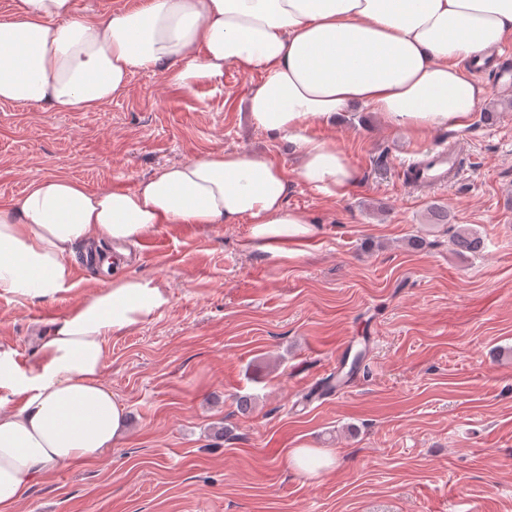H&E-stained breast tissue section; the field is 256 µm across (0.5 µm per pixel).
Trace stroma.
Masks as SVG:
<instances>
[{
  "instance_id": "35a3bbf8",
  "label": "stroma",
  "mask_w": 512,
  "mask_h": 512,
  "mask_svg": "<svg viewBox=\"0 0 512 512\" xmlns=\"http://www.w3.org/2000/svg\"><path fill=\"white\" fill-rule=\"evenodd\" d=\"M258 80L139 71L93 112L0 102V206L47 176L131 189L214 150L271 154L294 178L292 145L249 121ZM479 82L461 131L395 130L364 105L312 125L360 180L338 198L294 178L288 206L317 225L296 254L249 246L245 224H163L141 240L123 270L171 303L108 345L103 381L127 434L38 479L18 512H512V93L494 73ZM439 145L460 149L459 180L403 185L401 168ZM461 226L479 254L456 252ZM107 279L78 269L59 298L0 297V348L31 363ZM364 338L360 371L320 393ZM296 448L335 463L307 475L287 463Z\"/></svg>"
}]
</instances>
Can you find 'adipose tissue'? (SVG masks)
I'll list each match as a JSON object with an SVG mask.
<instances>
[{
  "label": "adipose tissue",
  "instance_id": "1",
  "mask_svg": "<svg viewBox=\"0 0 512 512\" xmlns=\"http://www.w3.org/2000/svg\"><path fill=\"white\" fill-rule=\"evenodd\" d=\"M512 40V0H144L77 16L73 0H16L0 19V101L93 112L138 71L169 83L260 74L253 125L288 139L313 190L345 197L359 180L343 152L309 136L352 105L396 129H465L486 95L462 61ZM292 179L272 157L210 151L134 189L88 190L49 176L0 207V297L55 298L74 286L76 248L137 242L162 224H248L273 257L313 240L289 209ZM170 303L156 280L115 274L72 308L22 366L0 352V512L38 478L121 440L127 410L104 384L108 343Z\"/></svg>",
  "mask_w": 512,
  "mask_h": 512
}]
</instances>
